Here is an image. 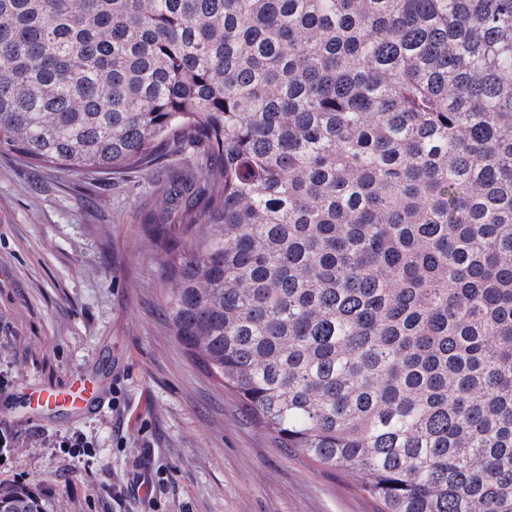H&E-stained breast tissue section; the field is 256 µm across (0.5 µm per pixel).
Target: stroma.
<instances>
[{
  "label": "stroma",
  "mask_w": 512,
  "mask_h": 512,
  "mask_svg": "<svg viewBox=\"0 0 512 512\" xmlns=\"http://www.w3.org/2000/svg\"><path fill=\"white\" fill-rule=\"evenodd\" d=\"M86 182L0 154V486H29L63 512H149L127 493L144 447L166 473L161 512H371L356 479L277 448L167 326L147 217L174 223L158 193L197 163ZM93 379L110 406L49 411L31 393ZM86 448H64L72 433Z\"/></svg>",
  "instance_id": "obj_1"
}]
</instances>
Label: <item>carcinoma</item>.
Instances as JSON below:
<instances>
[{
  "label": "carcinoma",
  "mask_w": 512,
  "mask_h": 512,
  "mask_svg": "<svg viewBox=\"0 0 512 512\" xmlns=\"http://www.w3.org/2000/svg\"><path fill=\"white\" fill-rule=\"evenodd\" d=\"M199 145L143 224L184 351L373 512H512V0H0V153Z\"/></svg>",
  "instance_id": "carcinoma-1"
}]
</instances>
